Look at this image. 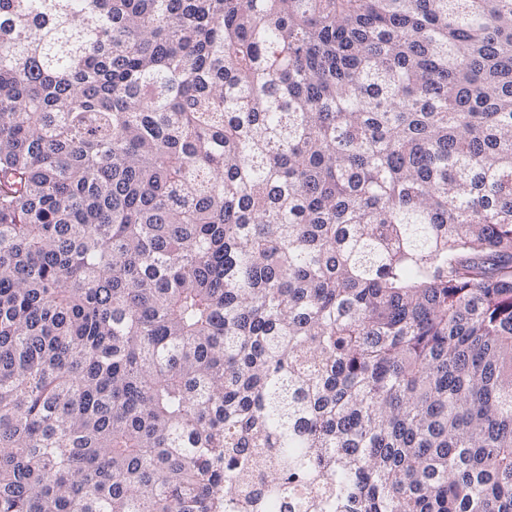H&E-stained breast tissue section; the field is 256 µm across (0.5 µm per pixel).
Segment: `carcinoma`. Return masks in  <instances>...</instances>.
<instances>
[{
	"instance_id": "carcinoma-1",
	"label": "carcinoma",
	"mask_w": 512,
	"mask_h": 512,
	"mask_svg": "<svg viewBox=\"0 0 512 512\" xmlns=\"http://www.w3.org/2000/svg\"><path fill=\"white\" fill-rule=\"evenodd\" d=\"M512 512V0H0V512Z\"/></svg>"
}]
</instances>
